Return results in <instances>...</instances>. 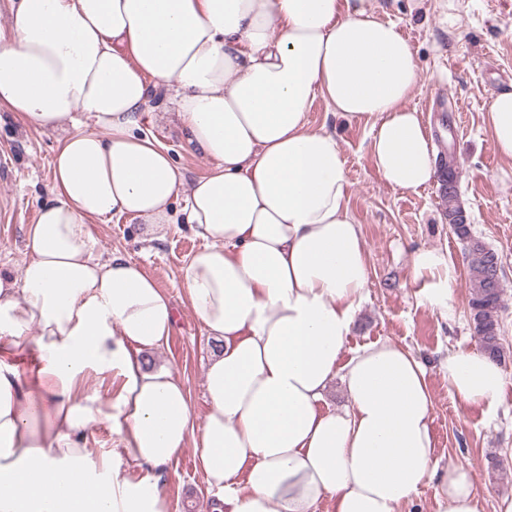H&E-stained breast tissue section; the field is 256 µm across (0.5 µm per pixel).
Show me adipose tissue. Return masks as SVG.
<instances>
[{"instance_id":"1","label":"adipose tissue","mask_w":512,"mask_h":512,"mask_svg":"<svg viewBox=\"0 0 512 512\" xmlns=\"http://www.w3.org/2000/svg\"><path fill=\"white\" fill-rule=\"evenodd\" d=\"M413 49L373 0H16L0 33V108L37 130H64L50 200L27 232L21 277L0 272V347L33 346L37 365L0 357V512H167L159 481L184 448L225 512H398L435 482L437 512H480L469 471L440 469L433 396L408 349L347 351L369 280L348 206L340 145L311 127L316 99L370 130L385 183L416 191L436 167L407 105ZM208 157L185 184L164 147L139 135L160 91ZM90 118L93 129L82 127ZM496 153L512 160V92L488 112ZM182 221L205 241L181 269L208 336L209 409L195 422L172 370L146 367L175 319L170 297L134 262L102 257L90 226L113 216ZM413 267L424 304L447 314L455 268L434 248ZM458 399L495 407L505 384L488 356L441 364ZM118 372L116 398L88 389ZM341 380L350 408L320 407ZM118 442L90 462V424Z\"/></svg>"}]
</instances>
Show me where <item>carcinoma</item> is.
<instances>
[{"mask_svg":"<svg viewBox=\"0 0 512 512\" xmlns=\"http://www.w3.org/2000/svg\"><path fill=\"white\" fill-rule=\"evenodd\" d=\"M438 165L448 168V182L442 190L443 197L448 200V225L466 243L465 260L470 271L469 308L473 332L484 354L500 363L504 358L499 342L503 296L502 261L496 251L472 235L470 224L462 220L464 210L456 204L455 156L451 153L440 155Z\"/></svg>","mask_w":512,"mask_h":512,"instance_id":"1","label":"carcinoma"}]
</instances>
